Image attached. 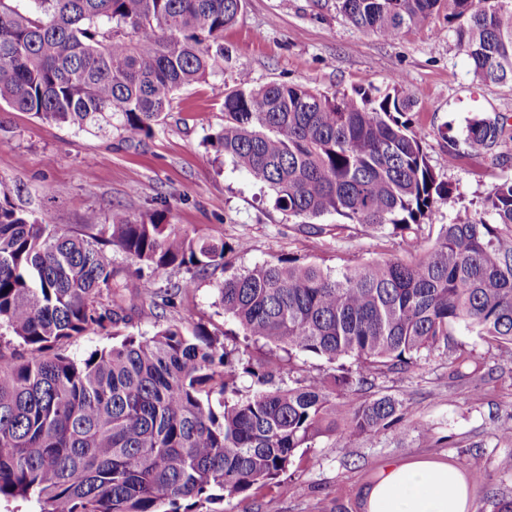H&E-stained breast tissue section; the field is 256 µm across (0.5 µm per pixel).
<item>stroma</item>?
I'll return each instance as SVG.
<instances>
[{"label": "stroma", "instance_id": "stroma-1", "mask_svg": "<svg viewBox=\"0 0 512 512\" xmlns=\"http://www.w3.org/2000/svg\"><path fill=\"white\" fill-rule=\"evenodd\" d=\"M231 52L223 70L177 93L165 123L136 147L119 134L104 137L42 121L0 105V197L43 224L80 228L88 211L105 221L141 219L166 211L170 223L248 250L231 253L235 270L294 254L329 267L399 253L397 239L365 228L337 230L322 217V235L307 234L274 206L271 191L227 159H215L204 137L224 123L223 102L240 76L254 85L302 84L327 95L385 89L403 77L419 104L416 128L429 163L454 191L439 205L433 225L480 218L483 198L502 172L491 160H469L452 168L439 131H461L473 113L512 117V86L486 85L448 31L444 15L387 41L363 33L336 10V0H244L236 22L224 32ZM217 270L200 277L183 305L159 313L143 302L128 327L152 335L159 319L183 330L203 329L233 344L216 288ZM470 355L491 379L452 378L448 359ZM373 393L403 400V422L374 437L329 436L316 440L306 462L291 467L271 487L227 504V512H331L335 504L360 512L359 495L376 469L395 457L445 458L453 463L480 455L485 478L471 482L476 512H493V495L512 499V363L478 336L458 330L449 349L433 351L406 374L376 377ZM431 431L423 435L420 425Z\"/></svg>", "mask_w": 512, "mask_h": 512}]
</instances>
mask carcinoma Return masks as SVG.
Instances as JSON below:
<instances>
[{"instance_id":"obj_1","label":"carcinoma","mask_w":512,"mask_h":512,"mask_svg":"<svg viewBox=\"0 0 512 512\" xmlns=\"http://www.w3.org/2000/svg\"><path fill=\"white\" fill-rule=\"evenodd\" d=\"M0 0V103L41 120L152 134L177 92L221 67L224 30L243 0ZM482 82L512 85V0H336L352 25L386 40L440 8ZM402 81L375 94L328 96L300 84L255 86L224 97V126L206 137L275 194L312 235L316 220L389 231L404 256L325 268L280 255L224 277V316L263 343L229 349L202 329L169 324L127 335L82 359L61 352L75 336L121 335L146 297L175 309L199 276L227 269L240 241L191 235L156 211L143 220L79 230L40 224L0 201V499L36 512H200L286 472L302 448L338 429L376 435L407 407L368 394L371 376L404 372L463 327L512 362V177L483 199V217L422 226L453 192L429 164ZM448 140V167L490 156L506 167L512 128L476 113ZM119 253L138 265L120 273ZM186 276L151 289L142 270ZM324 357L334 373L284 384L291 360ZM350 361L345 365L344 361ZM250 381L249 393L241 383Z\"/></svg>"}]
</instances>
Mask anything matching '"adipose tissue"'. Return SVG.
<instances>
[{"label":"adipose tissue","mask_w":512,"mask_h":512,"mask_svg":"<svg viewBox=\"0 0 512 512\" xmlns=\"http://www.w3.org/2000/svg\"><path fill=\"white\" fill-rule=\"evenodd\" d=\"M360 512H474L465 476L447 461L397 458L363 488Z\"/></svg>","instance_id":"ef3b65f1"}]
</instances>
